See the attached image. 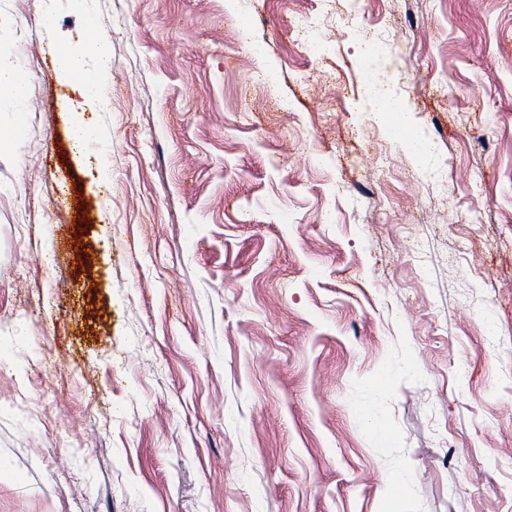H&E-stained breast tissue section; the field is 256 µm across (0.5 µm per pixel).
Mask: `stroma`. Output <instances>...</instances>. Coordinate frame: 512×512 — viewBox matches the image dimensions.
Listing matches in <instances>:
<instances>
[{
  "label": "stroma",
  "instance_id": "obj_1",
  "mask_svg": "<svg viewBox=\"0 0 512 512\" xmlns=\"http://www.w3.org/2000/svg\"><path fill=\"white\" fill-rule=\"evenodd\" d=\"M0 55V512H512V0H0ZM89 52L99 62L96 73L86 68L85 56L72 51L65 45L56 44V54L66 82L86 101H95L100 96V86L109 61V46L99 42L89 46ZM22 98L28 90V77L19 66L0 58V91Z\"/></svg>",
  "mask_w": 512,
  "mask_h": 512
}]
</instances>
